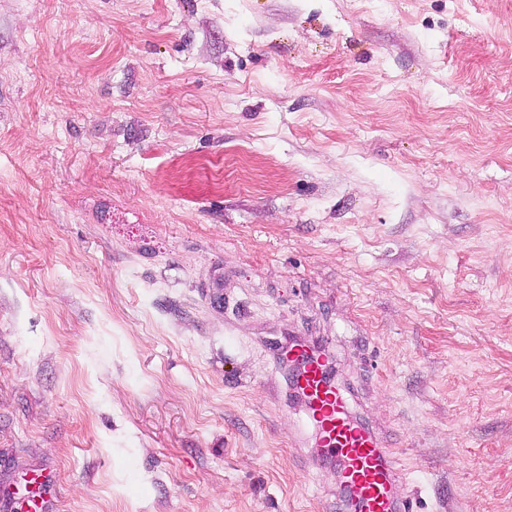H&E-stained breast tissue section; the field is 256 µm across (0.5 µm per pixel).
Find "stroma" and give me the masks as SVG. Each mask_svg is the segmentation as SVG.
<instances>
[{
  "mask_svg": "<svg viewBox=\"0 0 512 512\" xmlns=\"http://www.w3.org/2000/svg\"><path fill=\"white\" fill-rule=\"evenodd\" d=\"M291 332L414 512H512V0H0V488L337 512Z\"/></svg>",
  "mask_w": 512,
  "mask_h": 512,
  "instance_id": "obj_1",
  "label": "stroma"
}]
</instances>
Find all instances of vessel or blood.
<instances>
[{
  "mask_svg": "<svg viewBox=\"0 0 512 512\" xmlns=\"http://www.w3.org/2000/svg\"><path fill=\"white\" fill-rule=\"evenodd\" d=\"M281 355L293 370L291 384L305 402L321 455L340 465L347 512H412L411 499L396 492L401 476L379 436L352 416L348 396L332 376L329 350L296 338ZM39 486L40 495L28 500L27 512H48L52 506L56 484L50 473L41 474Z\"/></svg>",
  "mask_w": 512,
  "mask_h": 512,
  "instance_id": "vessel-or-blood-1",
  "label": "vessel or blood"
}]
</instances>
